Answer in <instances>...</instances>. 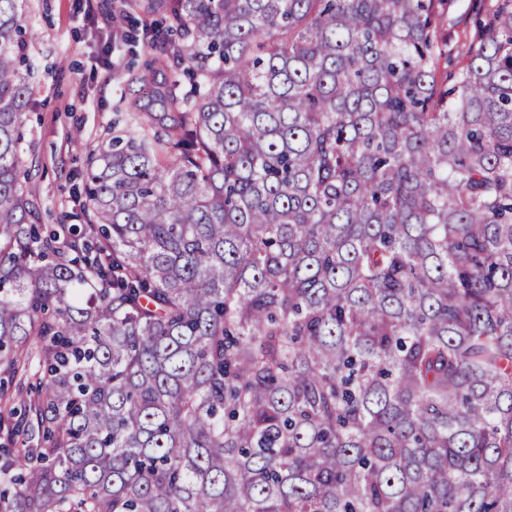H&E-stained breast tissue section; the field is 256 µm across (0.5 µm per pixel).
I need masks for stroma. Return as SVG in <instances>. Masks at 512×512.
Segmentation results:
<instances>
[{
	"label": "stroma",
	"instance_id": "35a3bbf8",
	"mask_svg": "<svg viewBox=\"0 0 512 512\" xmlns=\"http://www.w3.org/2000/svg\"><path fill=\"white\" fill-rule=\"evenodd\" d=\"M149 3L25 0L35 76L21 147L24 162L34 167L44 223L80 212L81 177L110 138L113 120L131 126L143 112L163 116V105L144 97V82L164 87L183 78V62L151 45L162 15ZM479 5L457 0L449 12L445 71L464 62Z\"/></svg>",
	"mask_w": 512,
	"mask_h": 512
}]
</instances>
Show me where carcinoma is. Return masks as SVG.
I'll use <instances>...</instances> for the list:
<instances>
[{"label":"carcinoma","mask_w":512,"mask_h":512,"mask_svg":"<svg viewBox=\"0 0 512 512\" xmlns=\"http://www.w3.org/2000/svg\"><path fill=\"white\" fill-rule=\"evenodd\" d=\"M153 0L193 87L82 224L0 0V512H512V0ZM455 8L449 12L448 19L444 22V30L448 29V64L443 62V71L451 72L455 67L465 61L467 46H465V34L470 36L475 30L476 10L488 1L481 0H456ZM459 25L458 23L461 22ZM464 21V22H463ZM465 30V32H464Z\"/></svg>","instance_id":"1"}]
</instances>
